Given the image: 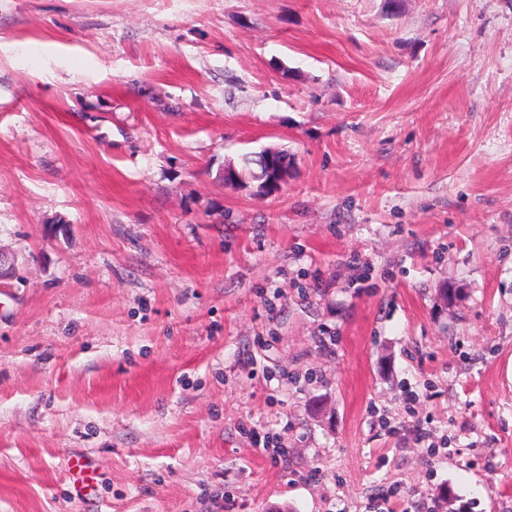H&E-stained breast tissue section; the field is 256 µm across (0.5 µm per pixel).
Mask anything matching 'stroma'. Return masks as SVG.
<instances>
[{"instance_id":"35a3bbf8","label":"stroma","mask_w":512,"mask_h":512,"mask_svg":"<svg viewBox=\"0 0 512 512\" xmlns=\"http://www.w3.org/2000/svg\"><path fill=\"white\" fill-rule=\"evenodd\" d=\"M0 251V512H512V0H0Z\"/></svg>"}]
</instances>
